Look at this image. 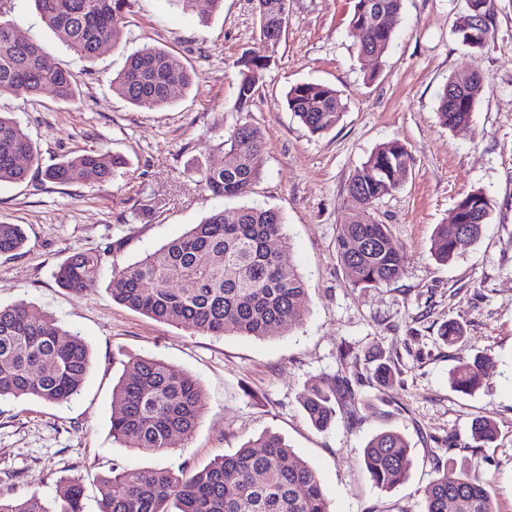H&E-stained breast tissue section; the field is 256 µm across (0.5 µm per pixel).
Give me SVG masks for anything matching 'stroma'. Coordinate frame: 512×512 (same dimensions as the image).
Instances as JSON below:
<instances>
[{
  "label": "stroma",
  "mask_w": 512,
  "mask_h": 512,
  "mask_svg": "<svg viewBox=\"0 0 512 512\" xmlns=\"http://www.w3.org/2000/svg\"><path fill=\"white\" fill-rule=\"evenodd\" d=\"M352 0H289L288 27L276 48L261 39L255 0H208L182 9L171 0H128L122 36L92 59H76L42 22L32 0H14L18 31L42 43L80 91L72 104L51 91L0 96V112L26 128L42 164L104 149L127 165L110 182L60 186L0 184V220L22 225V254L0 256V305L25 300L53 314L88 343L91 365L78 395L62 404L0 401V497L51 503L64 478H82L85 512H98V478L126 469H200L264 432L280 435L319 475L332 512H424L425 487L438 470L475 466L496 512H512V0H495L493 41L481 52L453 31L465 0H403L393 41L367 80L349 25ZM163 48L195 75L160 110H142L113 93L110 81L138 51ZM267 56L248 108H239L238 61ZM478 68L488 84L468 127L438 115L453 75ZM327 84L346 104L336 126L312 135L284 104L297 83ZM248 122L264 134L265 166L240 198L212 196L201 182L224 161V137ZM411 155L399 188L373 216L389 225L404 252V272L376 288L356 287L337 258L355 168L388 141ZM479 190L492 211L481 237L446 264L430 253L436 225L465 194ZM245 205L279 210L288 238L285 263L307 286L306 313L291 330L266 337L195 333L114 301L113 270L182 236L212 211L234 216ZM101 251L96 283L80 295L59 288L58 266L77 252ZM458 323L453 344L440 333ZM390 363L376 383L371 357ZM483 357L485 378L465 394L450 384L463 360ZM136 357H155L200 383L204 414L170 451L123 447L110 431L112 386ZM351 380L353 419L316 429L300 399L315 379ZM491 418L493 443L470 436ZM395 429L412 448L408 479L376 487L362 471L367 441Z\"/></svg>",
  "instance_id": "stroma-1"
}]
</instances>
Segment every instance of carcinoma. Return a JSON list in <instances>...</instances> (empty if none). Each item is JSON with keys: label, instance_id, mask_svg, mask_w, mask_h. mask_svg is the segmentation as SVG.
Listing matches in <instances>:
<instances>
[{"label": "carcinoma", "instance_id": "1", "mask_svg": "<svg viewBox=\"0 0 512 512\" xmlns=\"http://www.w3.org/2000/svg\"><path fill=\"white\" fill-rule=\"evenodd\" d=\"M45 25L78 59L94 57L121 35L124 0H33ZM350 27L358 57L383 55L389 48L403 0H353ZM13 0H0V95L36 96L51 90L60 101H72V74L52 63L41 45L20 36L7 19ZM262 38L277 47L288 24V0H256ZM466 13L481 25L454 24L462 43L482 52L495 34L494 0H467ZM270 58L239 62L237 101L253 99ZM193 75L173 53L153 48L131 55L112 78V90L128 103L156 110L170 103L169 87L190 86ZM487 77L478 68L463 80L448 79L439 96L443 126L456 128L471 120ZM288 110L313 135L336 125L346 104L336 89L299 83L286 94ZM261 130L245 122L225 140L224 164L202 172L205 188L215 197L237 198L260 177L265 159ZM411 155L399 142L376 147L348 185L350 220L339 225L336 252L355 286L376 288L403 271L401 247L390 227L358 214L397 190ZM123 161L103 149L65 155L41 166L32 139L19 122L0 113V183L27 179L69 185L101 184L112 179ZM491 213L481 191L461 198L451 224L436 227L431 253L449 262L458 249L476 241ZM26 243L19 224L0 221V255H16ZM287 237L280 213L246 206L228 223L215 210L185 235L121 269L113 271L112 299L155 320L214 336L264 337L272 329L289 330L304 314L306 288L302 276L281 259ZM103 254L82 252L57 269V284L74 294L88 289L100 274ZM90 366L87 343L76 332L58 327L45 311L26 302L0 305V399L36 398L60 404L77 395ZM133 373L112 388V437L129 448L164 453L172 436L192 433L203 413L199 383L193 376L161 360L138 357ZM483 361H462L452 377L454 388L468 393L483 380ZM356 395L345 377L313 381L301 396L312 424L336 420V407L346 417L355 412ZM489 419L472 425L476 442L496 437ZM412 465L411 448L394 430L373 436L365 445L362 466L378 487L405 482ZM99 512H331L317 472L284 440L265 433L235 453L198 470L128 469L99 479ZM425 512H495L494 501L478 471L463 467L453 476L442 472L425 489ZM84 486L79 478L60 481L51 506L30 499H3L0 512H84Z\"/></svg>", "mask_w": 512, "mask_h": 512}]
</instances>
